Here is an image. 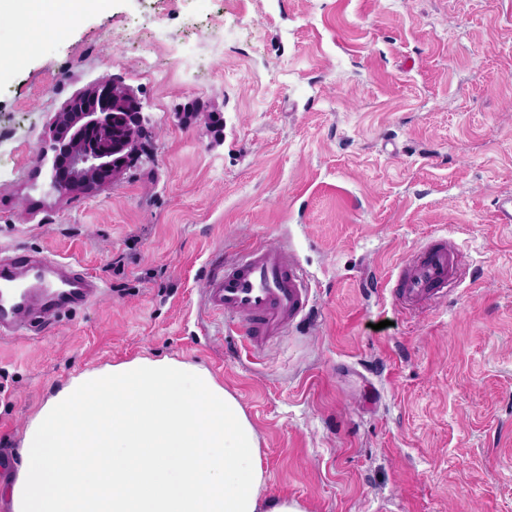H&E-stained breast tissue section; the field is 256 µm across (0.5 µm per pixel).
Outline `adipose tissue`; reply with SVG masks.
<instances>
[{
  "label": "adipose tissue",
  "mask_w": 512,
  "mask_h": 512,
  "mask_svg": "<svg viewBox=\"0 0 512 512\" xmlns=\"http://www.w3.org/2000/svg\"><path fill=\"white\" fill-rule=\"evenodd\" d=\"M109 0H0L19 18L0 75L75 15ZM20 465L0 482L9 512H306L264 496L259 437L238 398L204 367L137 357L72 377L21 438Z\"/></svg>",
  "instance_id": "obj_1"
}]
</instances>
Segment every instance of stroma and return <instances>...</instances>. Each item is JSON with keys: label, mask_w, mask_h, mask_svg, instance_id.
<instances>
[{"label": "stroma", "mask_w": 512, "mask_h": 512, "mask_svg": "<svg viewBox=\"0 0 512 512\" xmlns=\"http://www.w3.org/2000/svg\"><path fill=\"white\" fill-rule=\"evenodd\" d=\"M105 76L137 91L154 136L108 192L60 197L39 151ZM508 193L512 0H110L75 16L0 79V258L74 257L104 292L0 341V481L55 388L167 356L237 396L266 496L512 512ZM433 234L467 271L445 301L411 317L366 288ZM260 244L295 253L313 311L257 352L208 311L204 269Z\"/></svg>", "instance_id": "obj_1"}]
</instances>
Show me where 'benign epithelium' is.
Here are the masks:
<instances>
[{"instance_id": "7a95c632", "label": "benign epithelium", "mask_w": 512, "mask_h": 512, "mask_svg": "<svg viewBox=\"0 0 512 512\" xmlns=\"http://www.w3.org/2000/svg\"><path fill=\"white\" fill-rule=\"evenodd\" d=\"M119 105L130 114L128 138L140 142L151 137L150 122L142 112L139 97L132 88L117 78H104L70 98L56 116L51 130L50 149L53 151L48 171L52 190L63 197L106 192L112 189L125 169L112 166L111 150L95 141L80 145L64 140L60 131L66 122H77L79 134L110 128L112 106Z\"/></svg>"}]
</instances>
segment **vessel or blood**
<instances>
[{"label": "vessel or blood", "mask_w": 512, "mask_h": 512, "mask_svg": "<svg viewBox=\"0 0 512 512\" xmlns=\"http://www.w3.org/2000/svg\"><path fill=\"white\" fill-rule=\"evenodd\" d=\"M32 277L48 295L38 305L29 295L17 302L1 299V339L22 330L28 318L42 323L57 315L61 307L56 296L81 306L92 301L100 287L73 259L20 250L0 260V286L20 288ZM460 279L461 257L456 247L443 239L426 243L399 267L395 306L401 311L426 312L442 290L456 287ZM205 280L209 310L223 316L256 351L302 318L310 305L306 274L285 248L259 246L231 262L215 261L207 267Z\"/></svg>", "instance_id": "obj_1"}]
</instances>
